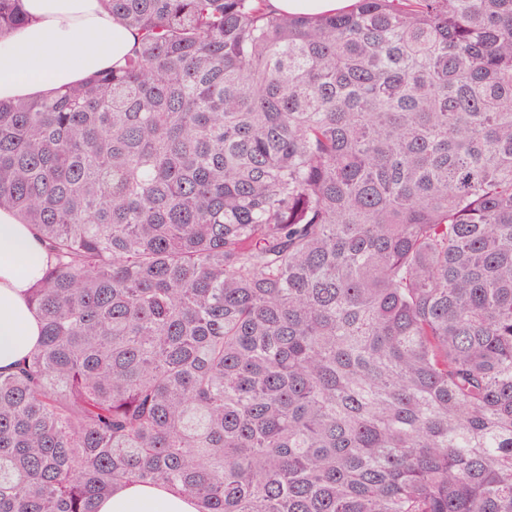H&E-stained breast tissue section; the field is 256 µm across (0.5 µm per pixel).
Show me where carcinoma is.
Masks as SVG:
<instances>
[{
	"mask_svg": "<svg viewBox=\"0 0 512 512\" xmlns=\"http://www.w3.org/2000/svg\"><path fill=\"white\" fill-rule=\"evenodd\" d=\"M102 2L122 67L0 99V512H512V0ZM347 0H269V5L278 11L305 13L309 15L335 11L347 5ZM45 256L33 230L0 210V374L14 371L38 343L41 320L27 292L42 276ZM99 512H197L195 502L162 486L135 484L117 488L101 501Z\"/></svg>",
	"mask_w": 512,
	"mask_h": 512,
	"instance_id": "carcinoma-1",
	"label": "carcinoma"
}]
</instances>
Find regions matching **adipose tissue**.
<instances>
[{
	"label": "adipose tissue",
	"mask_w": 512,
	"mask_h": 512,
	"mask_svg": "<svg viewBox=\"0 0 512 512\" xmlns=\"http://www.w3.org/2000/svg\"><path fill=\"white\" fill-rule=\"evenodd\" d=\"M31 21L0 37V99L47 96L87 73L122 65L133 35L100 0H23ZM46 251L33 230L0 210V374L33 350L41 320L27 292L40 279ZM99 512H197L172 490L135 484L117 488Z\"/></svg>",
	"instance_id": "ef3b65f1"
}]
</instances>
